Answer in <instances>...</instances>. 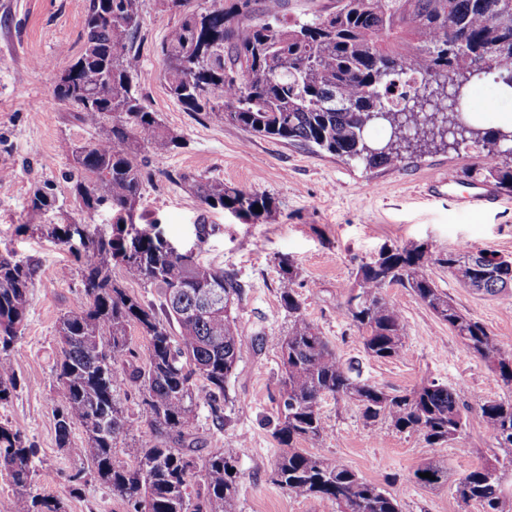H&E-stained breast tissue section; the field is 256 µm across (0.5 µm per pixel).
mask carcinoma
Returning <instances> with one entry per match:
<instances>
[{
	"label": "carcinoma",
	"instance_id": "1",
	"mask_svg": "<svg viewBox=\"0 0 512 512\" xmlns=\"http://www.w3.org/2000/svg\"><path fill=\"white\" fill-rule=\"evenodd\" d=\"M214 0L203 9L194 0H162L182 12L161 45L169 95L188 112L215 124L233 125L251 136L303 146L368 169L400 167L403 145L448 146V137L473 143L472 168L512 192V131L477 128L460 118L457 102L485 75L512 88V12L503 0H333L307 20L287 18L282 0ZM141 0H89L83 46L68 68L70 80L54 86L57 100L98 130V137L74 145L70 195L82 216L115 215L117 232L92 236L75 254L84 298L57 324L58 351L53 391L57 445L70 446L74 426L84 429L89 471L134 512H237V451L226 448L201 458L191 428L199 403L224 421V384L238 361L241 325L232 307L245 294L238 275L173 255L158 245L155 224L138 234L139 260L124 264L128 241L122 225L134 223L149 181L144 154L163 159L182 147L144 102L133 84L139 56ZM387 129L383 142L368 130ZM169 178L188 185L210 208L242 211L259 219L276 208L264 194L224 186L192 174ZM53 185L35 187L31 216L57 209ZM262 212H255V206ZM433 264L476 292L512 295V255L467 246L435 256L424 244L391 246L360 265L340 308L354 325L365 353L374 359L401 355L405 323L384 295L398 286L411 292L512 390V349L501 346L480 321L464 314L430 278ZM282 305L291 317L278 339L284 370L282 410L275 437L283 451L272 481L289 495L320 499L336 512H402L400 502L355 471L300 447L320 439L326 426L320 405L328 397L352 400L369 422L388 421L398 431L417 432L428 445L455 439L466 425L462 391L435 380L405 392L372 384L343 362L326 337L303 314L293 285L294 262H278ZM160 292L147 304L114 276ZM35 267L11 254L0 256V402L16 391L15 360L29 307ZM219 293L222 304L195 308ZM148 338L146 362L129 348L128 331ZM138 393L150 438L114 452L117 440L140 431L139 422L117 402V388ZM494 444L487 461L454 482L456 499L480 512L512 507V398L479 405ZM36 450L26 435L0 425V469L15 489L12 512H62L55 498L33 491ZM429 472L431 477L420 474ZM424 486L448 482V466L431 461L412 473Z\"/></svg>",
	"mask_w": 512,
	"mask_h": 512
}]
</instances>
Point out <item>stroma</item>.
<instances>
[{"instance_id":"35a3bbf8","label":"stroma","mask_w":512,"mask_h":512,"mask_svg":"<svg viewBox=\"0 0 512 512\" xmlns=\"http://www.w3.org/2000/svg\"><path fill=\"white\" fill-rule=\"evenodd\" d=\"M88 3L0 0V252H12L36 268L16 360L19 385L10 401L0 404V424L23 430L36 448L35 492L60 499L66 512H131L127 501L92 479L73 493L72 477L87 465L82 428L73 429L68 448H58L55 440L56 324L80 304L82 288L79 262L49 227L75 217L69 194L71 149L98 132L59 103L53 87L56 74L82 48ZM181 18L179 9L164 11L158 0H142L144 42L134 80L150 109L186 145L165 159L147 158L151 177L139 211L145 221L158 222L172 243L196 247L199 262L232 270L245 285L234 310L243 336L237 367L225 383L224 421L216 423L207 406L198 407L192 432L200 454L238 449V512H332L328 503L291 497L272 481L282 451L274 435L282 378L275 341L288 330L278 268L286 256L299 272L295 289L304 314L339 357L358 363L365 378L386 390L409 391L432 380L461 387L468 406L461 435L432 448L420 434L366 423L351 400L328 398L321 405L327 433L304 441V448L378 484L399 500L402 512H479L476 506H461L450 484L433 489L409 476L428 461L442 460L454 480L489 458L492 441L479 404L510 398L512 389L405 289L385 291L406 325L403 351L393 359L368 357L340 307L358 266L385 246L421 242L444 255L468 244L512 255V192L497 191L492 203L469 201V194L488 185L484 175L469 168L474 152L469 142L406 160L396 169H368L185 111L165 88L160 54ZM176 172L269 195L277 210L271 217L248 220L207 207L172 181ZM441 177L445 185L431 188V181ZM45 182L56 189L61 207L35 224L29 195ZM199 224L207 229L201 242L196 239ZM428 273L464 313L482 322L502 345L512 346L511 297L473 292L439 265Z\"/></svg>"}]
</instances>
